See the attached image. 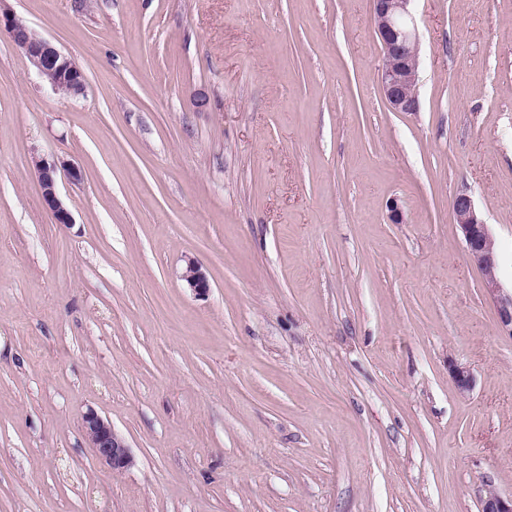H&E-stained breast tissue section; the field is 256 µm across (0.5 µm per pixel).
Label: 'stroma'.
<instances>
[{"label":"stroma","instance_id":"stroma-1","mask_svg":"<svg viewBox=\"0 0 512 512\" xmlns=\"http://www.w3.org/2000/svg\"><path fill=\"white\" fill-rule=\"evenodd\" d=\"M7 6L87 89L55 93L0 32V512L512 496V336L451 207L473 197L511 288L512 0H414V112L381 93L370 0ZM90 409L126 472L88 448ZM32 164L38 178L44 203L54 215L56 223L73 224L72 214L57 194V163L44 157H34ZM181 279L198 296H205L210 289L209 281L202 273L199 264L194 260H188L183 269ZM81 426L88 448H92L96 459L113 473L121 474L134 465V457L124 438L95 410L83 414Z\"/></svg>","mask_w":512,"mask_h":512}]
</instances>
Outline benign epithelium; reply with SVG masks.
<instances>
[{"label": "benign epithelium", "instance_id": "benign-epithelium-1", "mask_svg": "<svg viewBox=\"0 0 512 512\" xmlns=\"http://www.w3.org/2000/svg\"><path fill=\"white\" fill-rule=\"evenodd\" d=\"M0 0V31L8 34L37 76L55 92L77 97L85 92L86 79L73 58L40 37L33 29L15 18ZM413 0H372L373 24L382 45L383 64L380 74L383 97L394 112H415L418 108L416 86L419 66V37L410 10ZM44 203L58 224H71L73 217L57 194L58 165L44 157L32 160ZM452 212L465 250L482 273L484 293L495 303L499 323L512 335V292L504 291L497 278L498 252L495 239L481 211L470 194L462 192L452 201ZM181 279L198 296L210 289L199 264L188 260ZM451 372L460 394L474 387V375L466 366L454 365ZM82 432L98 461L112 472L121 474L134 465V457L112 424L90 409L82 416ZM481 512H512V496L490 492L483 500Z\"/></svg>", "mask_w": 512, "mask_h": 512}]
</instances>
